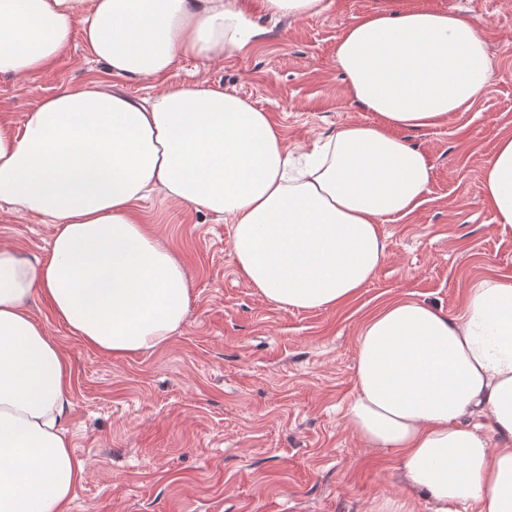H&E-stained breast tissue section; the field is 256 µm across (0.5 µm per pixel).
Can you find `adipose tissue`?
Here are the masks:
<instances>
[{
	"mask_svg": "<svg viewBox=\"0 0 512 512\" xmlns=\"http://www.w3.org/2000/svg\"><path fill=\"white\" fill-rule=\"evenodd\" d=\"M263 31L240 0H0V75L41 70L81 36L115 79L65 88L0 125V204L54 227L47 258L0 243V512H64L84 465L68 429L72 369L26 301L33 291L73 335L119 358L182 329L192 289L181 261L138 223L153 190L232 224L249 285L283 309L353 298L380 264V226L429 190L405 134L471 108L493 77L476 23L455 10L384 0L347 27L336 67L371 123L341 126L295 167L269 113L218 88L165 86L175 60L223 57ZM164 88L136 101L123 80ZM480 189L512 225V135ZM344 417L392 450L409 494L371 512H512V279H474L455 314L399 298L356 340Z\"/></svg>",
	"mask_w": 512,
	"mask_h": 512,
	"instance_id": "obj_1",
	"label": "adipose tissue"
}]
</instances>
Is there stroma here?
Listing matches in <instances>:
<instances>
[{
  "label": "stroma",
  "instance_id": "obj_1",
  "mask_svg": "<svg viewBox=\"0 0 512 512\" xmlns=\"http://www.w3.org/2000/svg\"><path fill=\"white\" fill-rule=\"evenodd\" d=\"M458 9L484 37L494 76L476 103L410 133L426 154L430 191L411 215L382 224L385 257L356 298L330 310H284L251 288L224 218L162 193L135 206L141 224L183 262L186 324L162 347L115 359L73 336L47 299L28 301L72 367L69 428L84 464L67 512H370L407 493L399 461L346 426L356 338L392 299L455 313L469 283L512 277V225L480 191L482 165L512 134V0H420ZM266 36L220 60L178 58L164 83L123 82L141 100L161 85L222 88L269 112L288 148L313 147L342 125L370 122L336 68L347 25L381 0H328L321 14L273 18L242 0ZM111 85L81 38L53 65L0 76V124L20 128L40 100L79 83ZM52 225L0 207V242L46 257Z\"/></svg>",
  "mask_w": 512,
  "mask_h": 512
}]
</instances>
